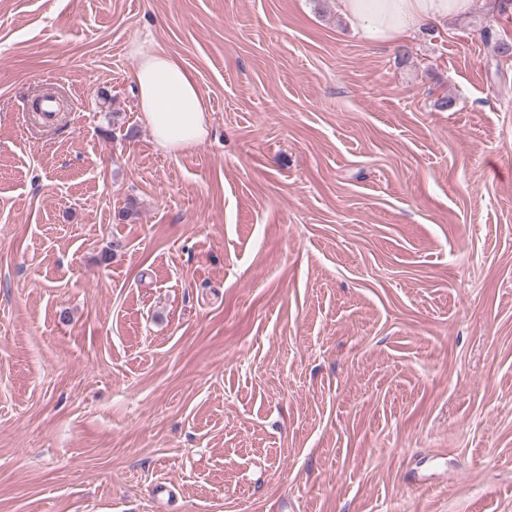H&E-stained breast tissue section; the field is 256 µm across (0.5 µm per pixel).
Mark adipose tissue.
Instances as JSON below:
<instances>
[{
	"label": "adipose tissue",
	"mask_w": 512,
	"mask_h": 512,
	"mask_svg": "<svg viewBox=\"0 0 512 512\" xmlns=\"http://www.w3.org/2000/svg\"><path fill=\"white\" fill-rule=\"evenodd\" d=\"M472 0H335L351 28L370 43H398L426 27L466 15ZM138 59L132 82L140 118L160 151L184 152L208 135L204 95L179 58L150 41L131 44Z\"/></svg>",
	"instance_id": "ef3b65f1"
}]
</instances>
